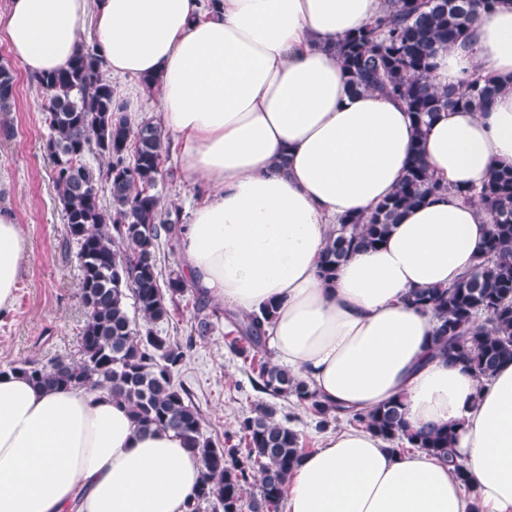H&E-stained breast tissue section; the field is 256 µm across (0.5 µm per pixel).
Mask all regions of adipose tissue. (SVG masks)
Returning a JSON list of instances; mask_svg holds the SVG:
<instances>
[{"label": "adipose tissue", "instance_id": "ef3b65f1", "mask_svg": "<svg viewBox=\"0 0 512 512\" xmlns=\"http://www.w3.org/2000/svg\"><path fill=\"white\" fill-rule=\"evenodd\" d=\"M383 0H9L0 13L30 75L64 65L94 30L112 75L158 80L162 122L203 201L180 237L186 278L239 315L274 305L270 342L318 398L353 413L402 401L412 428L455 425L466 471L424 450L396 451L348 427L302 455L285 512H512V361L487 380L433 351L436 320L410 305L479 261L489 235L463 197L512 165V0L466 43L440 50L430 81H504L483 112H440L418 133L409 112L350 91L336 44ZM446 194L408 210L378 247L318 274L347 216H368L399 185L416 141ZM27 256L0 211V312ZM202 473L171 433L137 431L107 391L48 390L0 376V512H188Z\"/></svg>", "mask_w": 512, "mask_h": 512}]
</instances>
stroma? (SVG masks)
<instances>
[{
  "label": "stroma",
  "mask_w": 512,
  "mask_h": 512,
  "mask_svg": "<svg viewBox=\"0 0 512 512\" xmlns=\"http://www.w3.org/2000/svg\"><path fill=\"white\" fill-rule=\"evenodd\" d=\"M15 101L0 112V209L21 224L28 256L11 310L0 312V368L31 357L44 361L76 355L83 326L78 300L79 270L75 247L64 241V224L43 144L47 136L41 95L31 75L16 68ZM117 96L128 104L133 120L160 119V95L147 92L130 76L110 79ZM163 202L190 218L197 200L195 184L182 170L178 150L163 164ZM227 322H216L210 336L196 339L176 375L199 408L205 437L234 435L239 420L265 393L254 389L242 360L228 347Z\"/></svg>",
  "instance_id": "1"
}]
</instances>
